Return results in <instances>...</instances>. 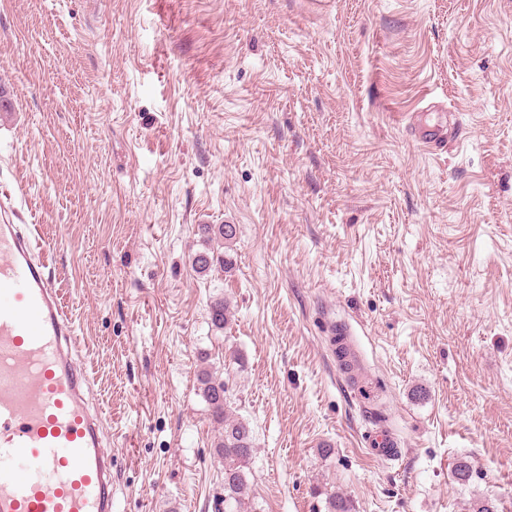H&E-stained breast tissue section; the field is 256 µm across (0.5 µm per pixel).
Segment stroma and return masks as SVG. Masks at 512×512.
<instances>
[{"label": "stroma", "instance_id": "stroma-1", "mask_svg": "<svg viewBox=\"0 0 512 512\" xmlns=\"http://www.w3.org/2000/svg\"><path fill=\"white\" fill-rule=\"evenodd\" d=\"M329 2L0 0V196L50 251L114 512H217L205 368L253 431L245 512H512V0ZM203 224L237 229L204 277ZM415 138L426 149L442 148L448 141V126L420 121L415 129ZM192 262L195 271L205 276L217 265H226L224 253L215 252L214 249L205 247L203 250L196 251L193 255Z\"/></svg>", "mask_w": 512, "mask_h": 512}]
</instances>
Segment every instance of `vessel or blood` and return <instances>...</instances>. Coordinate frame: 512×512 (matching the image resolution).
Listing matches in <instances>:
<instances>
[{
    "instance_id": "obj_1",
    "label": "vessel or blood",
    "mask_w": 512,
    "mask_h": 512,
    "mask_svg": "<svg viewBox=\"0 0 512 512\" xmlns=\"http://www.w3.org/2000/svg\"><path fill=\"white\" fill-rule=\"evenodd\" d=\"M417 143L448 128L426 121ZM0 202V512H112V456L73 356L75 330L29 225Z\"/></svg>"
}]
</instances>
